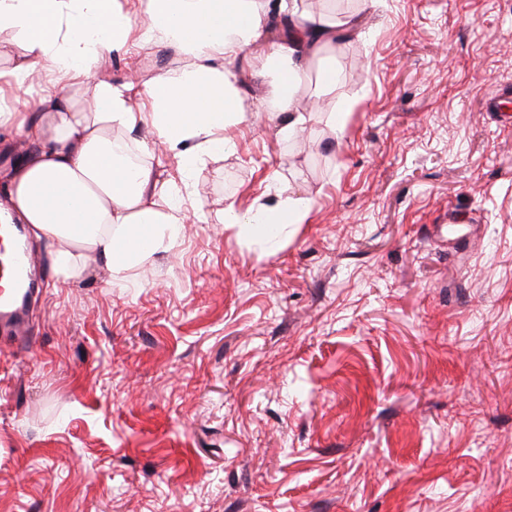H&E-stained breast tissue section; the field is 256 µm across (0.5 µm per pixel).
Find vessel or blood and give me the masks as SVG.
Here are the masks:
<instances>
[{
  "label": "vessel or blood",
  "mask_w": 512,
  "mask_h": 512,
  "mask_svg": "<svg viewBox=\"0 0 512 512\" xmlns=\"http://www.w3.org/2000/svg\"><path fill=\"white\" fill-rule=\"evenodd\" d=\"M16 228L0 223V325L7 327L14 341L24 340L27 332L25 288L37 267L36 256L16 244Z\"/></svg>",
  "instance_id": "1"
}]
</instances>
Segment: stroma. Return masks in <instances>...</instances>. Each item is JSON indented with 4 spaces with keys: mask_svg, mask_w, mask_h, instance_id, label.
Segmentation results:
<instances>
[{
    "mask_svg": "<svg viewBox=\"0 0 512 512\" xmlns=\"http://www.w3.org/2000/svg\"><path fill=\"white\" fill-rule=\"evenodd\" d=\"M355 9L307 150L261 115L186 184L156 148L202 216L121 279L32 243L0 512H512V0ZM182 64L142 42L97 77ZM297 195L274 251L216 220Z\"/></svg>",
    "mask_w": 512,
    "mask_h": 512,
    "instance_id": "1",
    "label": "stroma"
}]
</instances>
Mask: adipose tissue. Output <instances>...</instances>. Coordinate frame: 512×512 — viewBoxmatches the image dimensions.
<instances>
[{
    "label": "adipose tissue",
    "instance_id": "obj_1",
    "mask_svg": "<svg viewBox=\"0 0 512 512\" xmlns=\"http://www.w3.org/2000/svg\"><path fill=\"white\" fill-rule=\"evenodd\" d=\"M5 30L21 38L23 54L0 71V123L15 126L25 149L5 173L0 223L28 225L62 278L93 261L116 278L177 238L188 212L130 131L150 127L190 180L208 159L233 151L236 131L252 123L240 93L248 73L279 62L267 116L280 140H292L308 121L297 105L302 77L335 41L336 19L305 0H0ZM152 36L175 47L184 65L147 83L96 81L104 56ZM37 75L47 77L46 93L30 111H9L7 99ZM88 82L92 92L73 101L71 90ZM311 207L301 196L246 213L231 202L222 221L274 250Z\"/></svg>",
    "mask_w": 512,
    "mask_h": 512
}]
</instances>
